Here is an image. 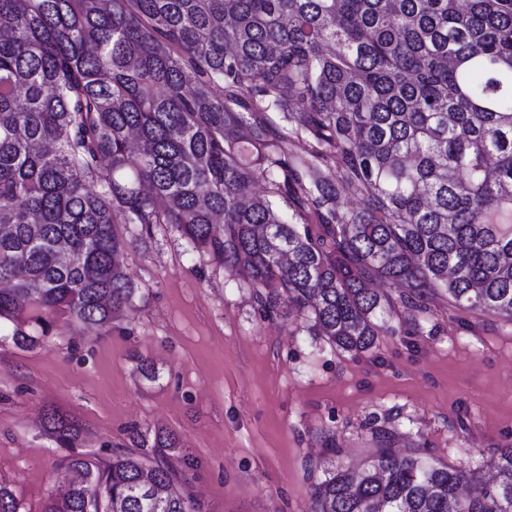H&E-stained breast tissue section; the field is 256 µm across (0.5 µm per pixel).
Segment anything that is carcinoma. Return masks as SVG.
I'll use <instances>...</instances> for the list:
<instances>
[{"label": "carcinoma", "instance_id": "cac0c4a2", "mask_svg": "<svg viewBox=\"0 0 512 512\" xmlns=\"http://www.w3.org/2000/svg\"><path fill=\"white\" fill-rule=\"evenodd\" d=\"M262 184L261 192L255 186ZM117 224H171L244 273L263 318L355 355L403 289L417 312L512 322V0H0V324L107 332L136 283ZM45 434L69 485L45 512H205L171 431L132 449ZM313 482L309 512H512L495 473L377 436ZM0 482V512H21Z\"/></svg>", "mask_w": 512, "mask_h": 512}]
</instances>
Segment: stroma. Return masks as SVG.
Returning <instances> with one entry per match:
<instances>
[{
    "label": "stroma",
    "mask_w": 512,
    "mask_h": 512,
    "mask_svg": "<svg viewBox=\"0 0 512 512\" xmlns=\"http://www.w3.org/2000/svg\"><path fill=\"white\" fill-rule=\"evenodd\" d=\"M116 230L131 240L123 262L139 294L110 333L61 320L32 349L0 335V480L22 512H44L58 486L50 405L83 426L87 450L128 448L134 426L176 432L209 512H309L312 482L368 462L379 428L402 451L462 468L487 469L512 443V323L435 298L418 327L400 304L392 331L354 357L302 319H264L246 277L171 225L137 242L134 226Z\"/></svg>",
    "instance_id": "1"
}]
</instances>
